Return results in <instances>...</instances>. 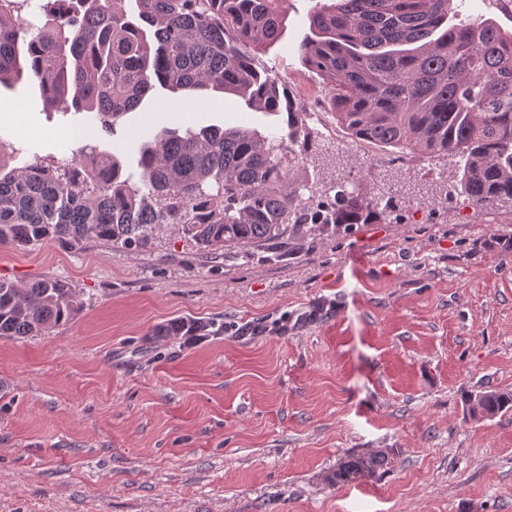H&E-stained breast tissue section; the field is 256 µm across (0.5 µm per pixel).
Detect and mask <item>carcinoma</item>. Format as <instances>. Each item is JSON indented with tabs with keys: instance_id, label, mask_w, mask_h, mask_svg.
I'll return each instance as SVG.
<instances>
[{
	"instance_id": "cac0c4a2",
	"label": "carcinoma",
	"mask_w": 512,
	"mask_h": 512,
	"mask_svg": "<svg viewBox=\"0 0 512 512\" xmlns=\"http://www.w3.org/2000/svg\"><path fill=\"white\" fill-rule=\"evenodd\" d=\"M30 0H0V86L20 73L26 42L44 102L95 115L105 132L156 88L217 91L255 112L284 116L286 134L241 127L169 131L144 143L138 174L120 158L84 147L79 156L38 158L9 168L0 141V245L45 240L76 247L96 239L138 247L153 229L178 224L206 253L279 240L306 226L348 230L380 215L343 185L334 193L294 177L317 150L307 105L258 54L278 41L285 0H43L45 23L26 38ZM452 0H327L309 16L299 46L305 67L331 92L336 123L356 142L401 158L408 150L457 159L449 196L475 204L512 200V33L492 20L448 24ZM309 194H304V191ZM57 279L0 282V336H35L81 308ZM224 326L185 318L154 340L209 335ZM491 417L512 409V393L480 391ZM392 457L351 460L336 480L388 467Z\"/></svg>"
}]
</instances>
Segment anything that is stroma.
I'll use <instances>...</instances> for the list:
<instances>
[{
  "mask_svg": "<svg viewBox=\"0 0 512 512\" xmlns=\"http://www.w3.org/2000/svg\"><path fill=\"white\" fill-rule=\"evenodd\" d=\"M316 0H288L284 35L261 56L297 97L328 88L299 61ZM449 20L512 6L454 0ZM181 118L154 120L159 103ZM12 166L68 156L92 118L46 106L31 76L0 88ZM245 127L278 116L235 96L156 88L97 151L136 171L142 141L166 127ZM329 153L308 178H348L385 215L277 242L201 251L180 226L135 249L88 240L0 246V281L60 279L84 301L52 331L0 337V512H512V411L472 417L467 393L512 392V201L474 206L447 192L451 159L378 158L309 122ZM222 332L153 341L175 319ZM392 466L333 483L356 457Z\"/></svg>",
  "mask_w": 512,
  "mask_h": 512,
  "instance_id": "1",
  "label": "stroma"
}]
</instances>
